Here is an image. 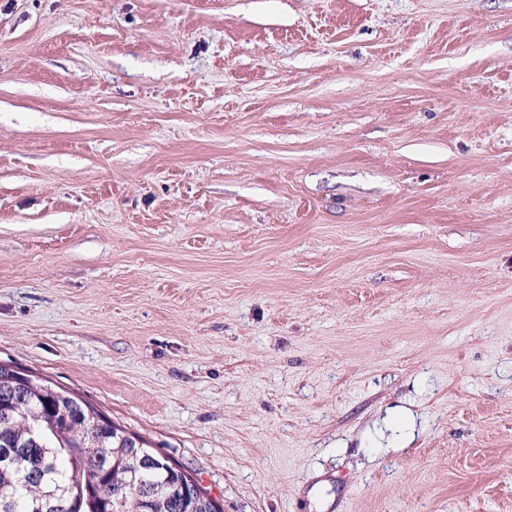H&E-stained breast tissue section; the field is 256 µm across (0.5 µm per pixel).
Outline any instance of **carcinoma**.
<instances>
[{
    "instance_id": "carcinoma-1",
    "label": "carcinoma",
    "mask_w": 512,
    "mask_h": 512,
    "mask_svg": "<svg viewBox=\"0 0 512 512\" xmlns=\"http://www.w3.org/2000/svg\"><path fill=\"white\" fill-rule=\"evenodd\" d=\"M96 413L47 381L17 393L0 364V512H215L148 441L97 434Z\"/></svg>"
}]
</instances>
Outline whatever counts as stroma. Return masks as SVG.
<instances>
[{"mask_svg":"<svg viewBox=\"0 0 512 512\" xmlns=\"http://www.w3.org/2000/svg\"><path fill=\"white\" fill-rule=\"evenodd\" d=\"M0 364L224 512H512V0H0Z\"/></svg>","mask_w":512,"mask_h":512,"instance_id":"1","label":"stroma"}]
</instances>
